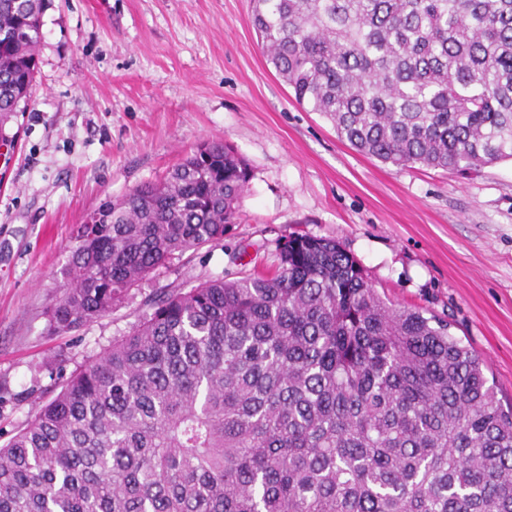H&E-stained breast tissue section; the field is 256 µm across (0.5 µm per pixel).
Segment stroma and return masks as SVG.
<instances>
[{"mask_svg": "<svg viewBox=\"0 0 512 512\" xmlns=\"http://www.w3.org/2000/svg\"><path fill=\"white\" fill-rule=\"evenodd\" d=\"M252 0H45L37 73L0 157V445L36 402L127 335L165 288L277 261L293 230L339 241L381 296L447 317L512 404V162L469 178L355 151L263 56ZM223 142L251 180L223 239L173 256L111 313L63 336L61 292L86 215Z\"/></svg>", "mask_w": 512, "mask_h": 512, "instance_id": "35a3bbf8", "label": "stroma"}]
</instances>
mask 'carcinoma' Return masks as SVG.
Returning <instances> with one entry per match:
<instances>
[{
  "instance_id": "carcinoma-1",
  "label": "carcinoma",
  "mask_w": 512,
  "mask_h": 512,
  "mask_svg": "<svg viewBox=\"0 0 512 512\" xmlns=\"http://www.w3.org/2000/svg\"><path fill=\"white\" fill-rule=\"evenodd\" d=\"M44 0H0V130L27 104ZM296 102L397 167L512 160V0H254ZM250 181L202 143L79 225L64 336L224 237ZM0 446V512H512V410L448 321L396 306L334 239L146 300Z\"/></svg>"
}]
</instances>
